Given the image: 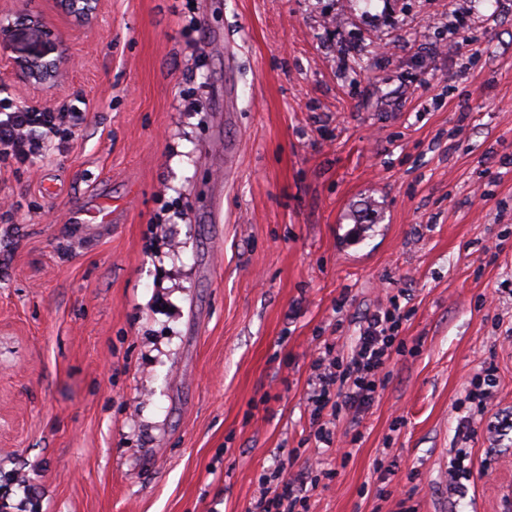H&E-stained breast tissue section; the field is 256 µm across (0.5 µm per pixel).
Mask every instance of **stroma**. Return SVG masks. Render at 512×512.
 Listing matches in <instances>:
<instances>
[{
    "label": "stroma",
    "instance_id": "35a3bbf8",
    "mask_svg": "<svg viewBox=\"0 0 512 512\" xmlns=\"http://www.w3.org/2000/svg\"><path fill=\"white\" fill-rule=\"evenodd\" d=\"M21 14L0 60L60 75L0 91L84 119L0 168V512H249L280 466L307 512H512V0ZM392 308L387 379L326 447L313 363ZM59 69V60L47 59V55L35 53L14 61L11 72L30 85L44 88L55 81ZM483 373L484 376L477 378L475 382L472 383V388L458 404V410L468 413V416L465 418L470 419L476 412L482 413L492 398V392L490 391V384L488 382L492 380L491 377H493L494 374L490 368H486Z\"/></svg>",
    "mask_w": 512,
    "mask_h": 512
}]
</instances>
